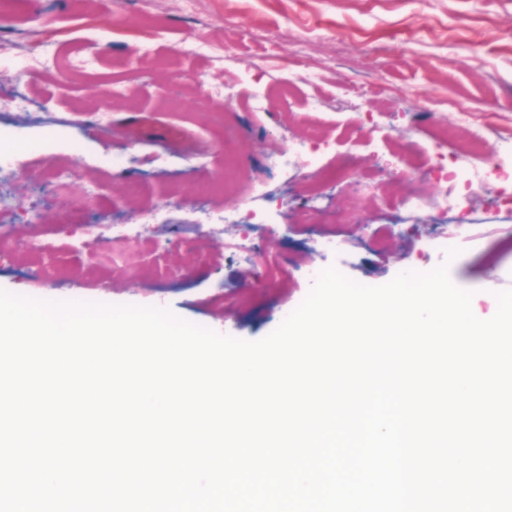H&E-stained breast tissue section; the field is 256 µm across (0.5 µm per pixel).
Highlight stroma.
<instances>
[{
	"label": "stroma",
	"mask_w": 512,
	"mask_h": 512,
	"mask_svg": "<svg viewBox=\"0 0 512 512\" xmlns=\"http://www.w3.org/2000/svg\"><path fill=\"white\" fill-rule=\"evenodd\" d=\"M51 24L31 28V14ZM0 34L21 51L49 50L78 67L0 72V96L29 101L0 112V136L37 142L0 184V288L33 299L171 308L216 333L260 340L305 300L321 271L381 286L447 266L471 291L475 315L512 288V184L490 183L463 213L441 206L436 176L403 178L392 144L429 143L434 165L479 127L497 153L512 138V0H5ZM112 114L103 133L94 116ZM473 120L463 123L461 112ZM324 132L325 170L313 198L298 195L303 164L272 168L274 153ZM129 163L111 167V156ZM259 180L270 197L243 210L224 189ZM346 159L355 184L330 172ZM65 164L69 208H40L35 177ZM97 184L100 226L77 243L59 233ZM423 199L413 207V195ZM25 196L61 264L12 243L13 197ZM113 224H145L160 251L108 244ZM255 248H236L242 236ZM328 238L343 239L335 251Z\"/></svg>",
	"instance_id": "obj_1"
}]
</instances>
